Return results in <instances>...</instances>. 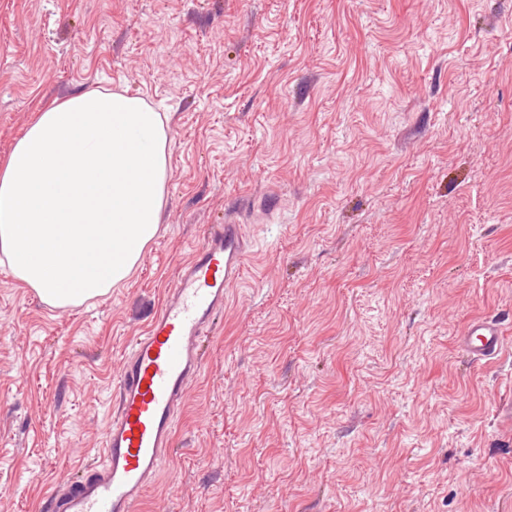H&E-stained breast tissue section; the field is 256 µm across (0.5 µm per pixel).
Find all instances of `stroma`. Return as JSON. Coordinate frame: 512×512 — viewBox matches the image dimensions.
<instances>
[{
    "mask_svg": "<svg viewBox=\"0 0 512 512\" xmlns=\"http://www.w3.org/2000/svg\"><path fill=\"white\" fill-rule=\"evenodd\" d=\"M91 88L170 115L166 204L108 295L0 265V512L97 462L113 380L207 225L249 253L138 512H512V0H0V163ZM505 328L495 317L472 319L460 336V349L474 362L494 359L502 353Z\"/></svg>",
    "mask_w": 512,
    "mask_h": 512,
    "instance_id": "1",
    "label": "stroma"
}]
</instances>
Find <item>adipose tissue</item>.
Listing matches in <instances>:
<instances>
[{
    "label": "adipose tissue",
    "instance_id": "adipose-tissue-1",
    "mask_svg": "<svg viewBox=\"0 0 512 512\" xmlns=\"http://www.w3.org/2000/svg\"><path fill=\"white\" fill-rule=\"evenodd\" d=\"M168 143L166 118L122 92L43 109L0 165V264L57 308L106 296L157 234Z\"/></svg>",
    "mask_w": 512,
    "mask_h": 512
}]
</instances>
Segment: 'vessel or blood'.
<instances>
[{
    "instance_id": "1",
    "label": "vessel or blood",
    "mask_w": 512,
    "mask_h": 512,
    "mask_svg": "<svg viewBox=\"0 0 512 512\" xmlns=\"http://www.w3.org/2000/svg\"><path fill=\"white\" fill-rule=\"evenodd\" d=\"M248 249L235 214L209 225L204 243L181 264L159 311L121 363L98 464L51 494L46 512H137L170 454L186 391L203 370L202 342L224 308L225 293L241 278ZM504 335L502 321L475 318L459 346L471 361L491 360L501 354Z\"/></svg>"
}]
</instances>
